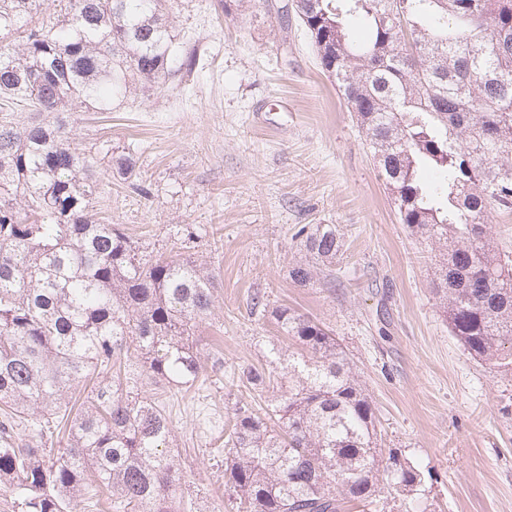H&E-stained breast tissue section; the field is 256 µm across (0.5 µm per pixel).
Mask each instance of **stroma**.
Returning a JSON list of instances; mask_svg holds the SVG:
<instances>
[{"label": "stroma", "mask_w": 512, "mask_h": 512, "mask_svg": "<svg viewBox=\"0 0 512 512\" xmlns=\"http://www.w3.org/2000/svg\"><path fill=\"white\" fill-rule=\"evenodd\" d=\"M168 21L204 66L133 85L111 111L71 105L74 147L100 166L93 214L147 253L170 250L213 268L217 288L199 341L223 340L222 381L170 393L172 450L194 485L180 512H215L226 497L211 451L227 409L249 402L234 369L266 366L287 306L333 331L371 396L383 445L420 464L419 494L378 497L352 512H512V374L490 373L448 333L432 292L444 248L400 224L390 190L297 20L262 0H179ZM135 162L130 179L109 168ZM336 225L334 276L301 288L296 232ZM260 306H252V297Z\"/></svg>", "instance_id": "35a3bbf8"}]
</instances>
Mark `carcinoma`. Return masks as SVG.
Listing matches in <instances>:
<instances>
[{"mask_svg": "<svg viewBox=\"0 0 512 512\" xmlns=\"http://www.w3.org/2000/svg\"><path fill=\"white\" fill-rule=\"evenodd\" d=\"M0 0V96L43 115L0 125V489L16 512H177L194 478L169 449L173 425L146 381L201 387L196 332L215 276L179 254L143 255L90 214L95 159L59 110L106 112L138 82L199 66L178 49L175 0ZM391 191L399 222L444 243L433 293L451 336L495 372L512 371V253L489 214L512 212V0H293ZM23 30L17 45L8 35ZM309 287L336 265L334 224L298 236ZM297 346L238 380L265 399L227 415L224 493L235 512H346L382 493L409 497L423 472L382 447L371 396L336 336L286 306L270 311Z\"/></svg>", "mask_w": 512, "mask_h": 512, "instance_id": "1", "label": "carcinoma"}]
</instances>
